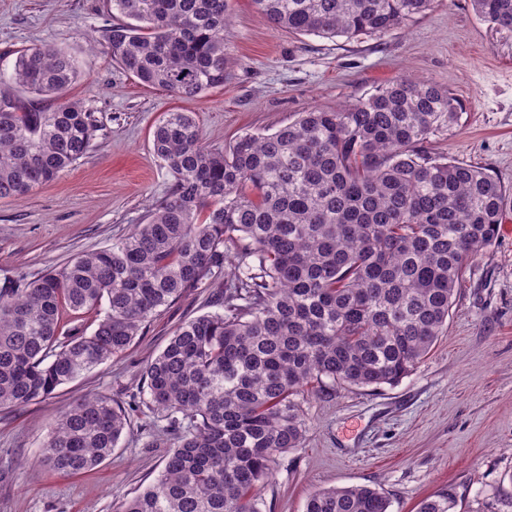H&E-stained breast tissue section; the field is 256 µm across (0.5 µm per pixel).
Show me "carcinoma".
Masks as SVG:
<instances>
[{
    "mask_svg": "<svg viewBox=\"0 0 512 512\" xmlns=\"http://www.w3.org/2000/svg\"><path fill=\"white\" fill-rule=\"evenodd\" d=\"M273 27L325 38L381 35L437 0H253ZM512 31V0H471ZM113 62L193 101L224 87L229 0H106ZM87 64L42 43L0 84V199L21 200L90 150L96 119L67 97ZM459 99L396 79L335 110L310 108L219 151L192 112H167L153 154L172 182L146 223L59 270L0 287V408L52 395L113 356L190 288L220 310L176 326L143 372L142 401L82 397L55 421L41 462L62 473L112 456L140 403L167 421L161 474L115 512H261L278 458L306 438L304 397L408 377L448 326L469 262L512 219V191L435 155ZM92 313L86 335L69 327ZM371 485L313 491L305 512H390Z\"/></svg>",
    "mask_w": 512,
    "mask_h": 512,
    "instance_id": "carcinoma-1",
    "label": "carcinoma"
}]
</instances>
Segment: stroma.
I'll use <instances>...</instances> for the list:
<instances>
[{
	"mask_svg": "<svg viewBox=\"0 0 512 512\" xmlns=\"http://www.w3.org/2000/svg\"><path fill=\"white\" fill-rule=\"evenodd\" d=\"M112 23L104 0H0V70L44 42L89 58L68 95L98 125L76 165L25 199L0 200V283L109 248L143 222L171 182L152 151L153 129L171 111L195 113L205 143L220 150L311 107L353 103L400 78L428 81L464 105L458 122L432 137L431 152L482 166L512 188V31L482 22L470 0H437L406 25L358 40L276 29L252 0H231L224 48L234 65L223 88L194 101L112 63L103 42ZM215 310L210 290L190 291L125 354L49 398L0 410V512H115L157 478L169 443L165 421L147 408L92 471H51L40 453L65 406L97 393L128 401L173 329ZM304 411L306 441L280 457L261 512H305L314 490L364 483L388 493L390 512H416L437 495L450 497L451 512H512V220L471 262L445 335L409 377L310 395Z\"/></svg>",
	"mask_w": 512,
	"mask_h": 512,
	"instance_id": "35a3bbf8",
	"label": "stroma"
}]
</instances>
